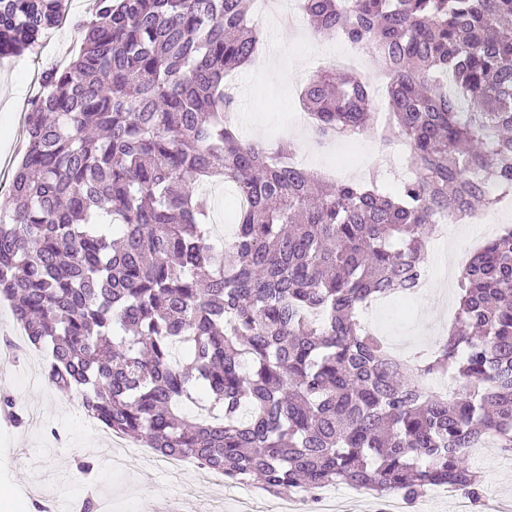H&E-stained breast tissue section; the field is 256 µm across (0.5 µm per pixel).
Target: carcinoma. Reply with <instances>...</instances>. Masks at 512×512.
I'll use <instances>...</instances> for the list:
<instances>
[{"label":"carcinoma","mask_w":512,"mask_h":512,"mask_svg":"<svg viewBox=\"0 0 512 512\" xmlns=\"http://www.w3.org/2000/svg\"><path fill=\"white\" fill-rule=\"evenodd\" d=\"M253 0H90L87 34L41 76L0 201V295L45 380L116 435L273 496L346 484L413 501L478 494L470 449L512 453V230L464 265L454 330L394 356L361 320L425 272L422 245L512 194V0H301L390 75L382 141L413 179L326 183L294 144L258 151L225 78L256 58ZM69 0H0V56L36 49ZM320 137L373 122L369 78L327 68ZM247 205L212 239L207 183ZM203 392L202 417L183 411ZM16 425L23 409L0 395Z\"/></svg>","instance_id":"carcinoma-1"}]
</instances>
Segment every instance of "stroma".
<instances>
[{"label": "stroma", "instance_id": "35a3bbf8", "mask_svg": "<svg viewBox=\"0 0 512 512\" xmlns=\"http://www.w3.org/2000/svg\"><path fill=\"white\" fill-rule=\"evenodd\" d=\"M83 2L71 0L68 20L50 30L36 50L0 58V198L6 197L5 187L21 159L20 135L42 70L55 62L68 63L80 49L82 33L75 22L82 16ZM341 49L328 36L316 41L310 27L297 32L276 22L266 24L259 54L279 58L282 67L269 82L258 80L247 67L232 78L240 99L234 120L247 138L252 134L249 114L265 113L267 138L294 140L296 159L304 167L329 181L364 183L369 179L363 167L365 148L380 140L375 127L355 138L336 139L319 151L309 150L307 141L290 127L294 112L301 109L299 93L315 59ZM363 321L386 340L405 347L432 341L435 329L448 327L444 314L428 315L419 298L411 300L408 315H399L392 300L371 306ZM45 361V351L32 348L19 360L0 365V393L14 395L35 415L20 428L0 420V512H27L35 502L49 512H60L65 503L80 512L89 495L96 503H108L110 512H156L164 503H189L208 512L214 492L202 481L197 465H188L179 478H171L160 455L150 448L127 456L124 464H113L103 433L87 424L79 397L62 394L44 379ZM79 460L92 464L91 474L76 469ZM470 465L482 480L477 496L435 487L405 503L403 512H512V456L489 445L474 450ZM223 495V512H274L277 502L256 484L228 485Z\"/></svg>", "mask_w": 512, "mask_h": 512}]
</instances>
